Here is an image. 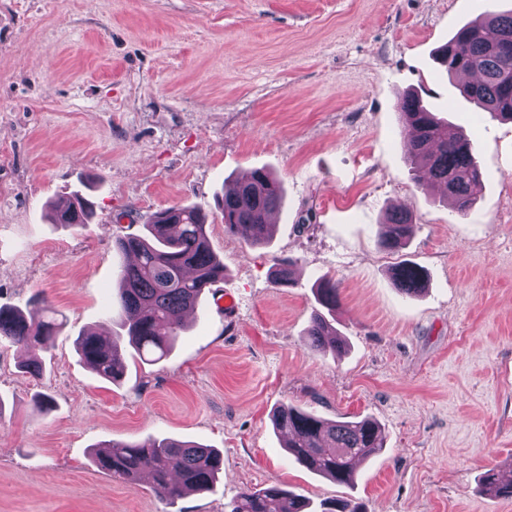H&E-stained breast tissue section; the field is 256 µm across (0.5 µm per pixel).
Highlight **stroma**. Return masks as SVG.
Returning <instances> with one entry per match:
<instances>
[{
  "label": "stroma",
  "mask_w": 512,
  "mask_h": 512,
  "mask_svg": "<svg viewBox=\"0 0 512 512\" xmlns=\"http://www.w3.org/2000/svg\"><path fill=\"white\" fill-rule=\"evenodd\" d=\"M512 0H0V306L43 300L66 325L41 351L0 342V512H224L280 484L366 512H512L482 491L512 465V123L475 111L442 73L456 30ZM418 93L465 131L485 174L459 214L418 187L401 104ZM284 188L268 247L224 231L216 197L256 169ZM92 200L90 224L59 227L50 202ZM213 215L224 263L171 354L128 359L120 382L81 363L75 341L116 331L117 237L173 205ZM415 220L381 249L391 208ZM292 260L294 285L277 287ZM427 286L409 298L392 268ZM334 280L344 353L311 350L312 287ZM234 306L225 309V298ZM50 397L40 409L36 394ZM291 404L328 420L371 417L384 451L353 486L292 463L271 422ZM171 437L219 449L213 491L169 505L147 478L100 472L111 441ZM397 288L406 296H414L424 290L425 274L416 264L401 261L392 269Z\"/></svg>",
  "instance_id": "stroma-1"
}]
</instances>
